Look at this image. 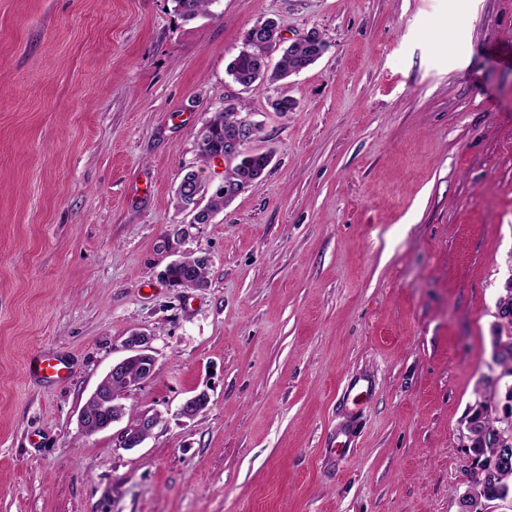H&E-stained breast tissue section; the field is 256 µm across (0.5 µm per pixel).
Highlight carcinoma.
Instances as JSON below:
<instances>
[{"mask_svg":"<svg viewBox=\"0 0 512 512\" xmlns=\"http://www.w3.org/2000/svg\"><path fill=\"white\" fill-rule=\"evenodd\" d=\"M174 10L185 21H191L200 15H207L210 7L218 0H173ZM278 28L276 21L266 19L262 27L249 28L244 35L241 49L228 65V72L234 81L244 88H252L262 83L284 81L290 76L313 65L324 53L326 44L319 31L311 29L299 36L289 47L282 49L279 60L273 69H268L267 54L276 47L274 31ZM245 106L228 107L213 114L202 127L197 138L199 159L207 163L224 154V146L240 135L236 126L235 116L242 113ZM269 154L248 151V154L237 159L231 167L224 170V181L213 193L210 204L197 211L194 223L208 224L214 214L224 210L237 195L252 186L269 166ZM205 188L201 173L185 169L176 189L178 207L189 204V195L195 187ZM168 283L176 288H201L207 282V259L204 257H186L171 264L165 270ZM501 308L500 326L512 331V290L499 300ZM126 380L112 381L105 379L101 390L112 393V400L120 401L128 391L130 384L143 376V364L131 362L126 368ZM483 405L478 413V423L489 427L499 422L504 410L502 395L488 390L482 394ZM89 418L85 426L94 430L101 426L109 414L105 407L91 401L86 406ZM470 451L478 460L481 468L479 475L485 482V493L491 502L499 500L498 490L512 488V455L504 456V452L485 443L480 439L473 442Z\"/></svg>","mask_w":512,"mask_h":512,"instance_id":"obj_1","label":"carcinoma"}]
</instances>
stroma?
<instances>
[{
	"mask_svg": "<svg viewBox=\"0 0 512 512\" xmlns=\"http://www.w3.org/2000/svg\"><path fill=\"white\" fill-rule=\"evenodd\" d=\"M173 6L0 0V512H459L512 275V0ZM267 18L327 48L246 89ZM239 103L272 161L191 223L197 133ZM191 254L206 286L169 287ZM135 331L157 363L124 403L162 421L126 449L78 417ZM219 0H173L174 10L185 21H191L200 15H208L210 7ZM183 172L185 173L183 174L176 189V200L178 207L180 208H184L185 205L190 204L189 195L192 193L196 186H198L200 189L202 188L200 193L205 191V185L201 176V172L190 170V167L184 169ZM64 363L54 357L38 358L35 364H31L30 371L38 370L42 372L43 377L51 380H63L67 377L68 371Z\"/></svg>",
	"mask_w": 512,
	"mask_h": 512,
	"instance_id": "1",
	"label": "stroma"
}]
</instances>
